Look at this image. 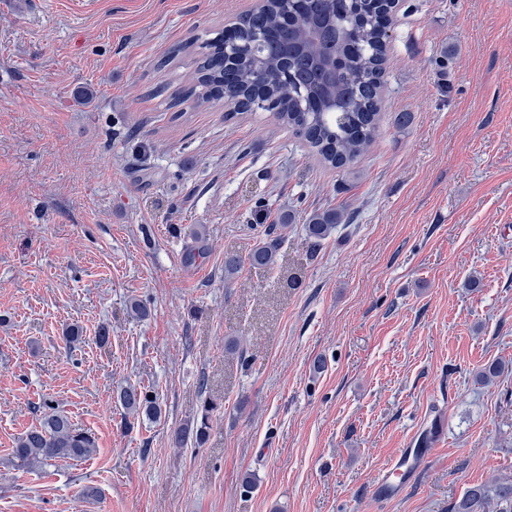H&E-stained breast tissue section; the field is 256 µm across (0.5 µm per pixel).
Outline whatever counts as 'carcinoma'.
<instances>
[{
  "label": "carcinoma",
  "instance_id": "obj_1",
  "mask_svg": "<svg viewBox=\"0 0 512 512\" xmlns=\"http://www.w3.org/2000/svg\"><path fill=\"white\" fill-rule=\"evenodd\" d=\"M392 9L393 0H264L236 22L240 38L233 49L206 43L209 52L195 60L187 94L201 103L222 99L236 112L271 111L324 166L348 171L378 129L389 38L379 14ZM352 219L326 208L308 216L304 231L319 246ZM287 230L286 219L267 225L247 254L249 264L271 267ZM119 402L134 419L162 415L158 399L132 385L120 390ZM211 411L212 402L204 401L200 422L174 430L172 444L201 446ZM96 451L92 433L45 401L39 423L15 439L12 463L41 471ZM450 512H512V480L468 487Z\"/></svg>",
  "mask_w": 512,
  "mask_h": 512
}]
</instances>
